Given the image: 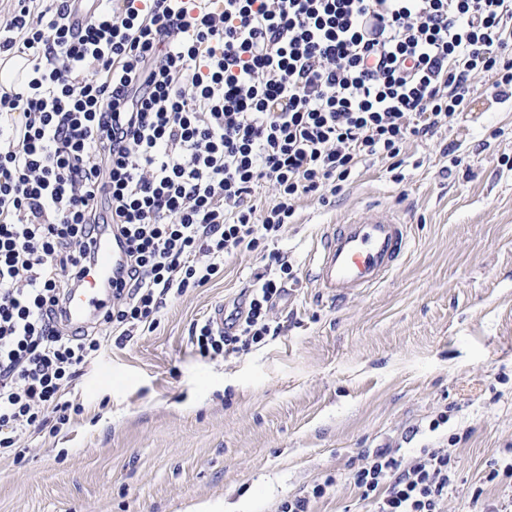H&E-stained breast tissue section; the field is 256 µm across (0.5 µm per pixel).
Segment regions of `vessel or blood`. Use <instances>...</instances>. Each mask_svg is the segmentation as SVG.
<instances>
[{"instance_id":"vessel-or-blood-1","label":"vessel or blood","mask_w":512,"mask_h":512,"mask_svg":"<svg viewBox=\"0 0 512 512\" xmlns=\"http://www.w3.org/2000/svg\"><path fill=\"white\" fill-rule=\"evenodd\" d=\"M412 245L409 222L401 215L371 205L362 218L350 216L330 226L313 255L314 281L330 298L343 301L363 288H373L398 269ZM126 263L124 238L100 232L94 241L93 270L87 285L73 291L65 315L71 324L101 315Z\"/></svg>"}]
</instances>
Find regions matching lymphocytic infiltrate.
Listing matches in <instances>:
<instances>
[{
  "mask_svg": "<svg viewBox=\"0 0 512 512\" xmlns=\"http://www.w3.org/2000/svg\"><path fill=\"white\" fill-rule=\"evenodd\" d=\"M40 2L14 0L0 27V57L28 60L0 95V454L81 413L62 390L77 365L154 331L301 196L340 192L369 157L401 166L463 112L470 74L512 90V0H97L78 28L72 0ZM104 227L128 252L97 336L64 307ZM291 276L269 253L223 335L193 325L199 352L279 334ZM455 473L447 449L381 447L351 479L369 512H443Z\"/></svg>",
  "mask_w": 512,
  "mask_h": 512,
  "instance_id": "1",
  "label": "lymphocytic infiltrate"
}]
</instances>
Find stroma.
Wrapping results in <instances>:
<instances>
[{
    "mask_svg": "<svg viewBox=\"0 0 512 512\" xmlns=\"http://www.w3.org/2000/svg\"><path fill=\"white\" fill-rule=\"evenodd\" d=\"M512 97L490 76L430 140H409L400 174L368 158L339 194L295 203L277 239L161 309L157 329L109 347L65 384L81 405L58 435L0 456V512H279L324 483L311 512H366L351 480L367 449L408 458L453 450L445 512H499L512 478ZM376 204L413 242L383 284L335 302L313 282L329 225ZM293 278L281 326L249 350L200 355L190 334L248 295L268 252ZM447 424L430 430L439 416Z\"/></svg>",
    "mask_w": 512,
    "mask_h": 512,
    "instance_id": "35a3bbf8",
    "label": "stroma"
}]
</instances>
